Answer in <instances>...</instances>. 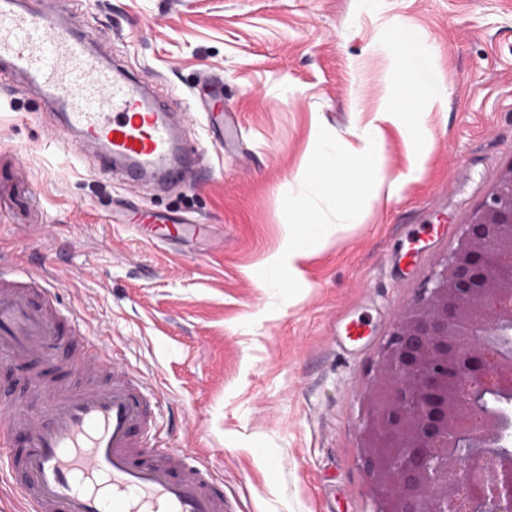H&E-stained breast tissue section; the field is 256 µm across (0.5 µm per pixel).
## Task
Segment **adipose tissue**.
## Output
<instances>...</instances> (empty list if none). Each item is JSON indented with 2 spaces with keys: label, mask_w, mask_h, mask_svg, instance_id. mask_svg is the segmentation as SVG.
<instances>
[{
  "label": "adipose tissue",
  "mask_w": 512,
  "mask_h": 512,
  "mask_svg": "<svg viewBox=\"0 0 512 512\" xmlns=\"http://www.w3.org/2000/svg\"><path fill=\"white\" fill-rule=\"evenodd\" d=\"M357 138L358 147L350 156H342L340 148L319 138L313 153L300 169L299 176L322 199L335 200L340 215L356 213L383 188L372 172L376 167L382 139L378 124L366 125ZM324 219L308 200L299 201L288 214V276L302 278L301 262L310 250V241L317 237Z\"/></svg>",
  "instance_id": "ef3b65f1"
}]
</instances>
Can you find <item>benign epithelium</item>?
<instances>
[{
	"label": "benign epithelium",
	"instance_id": "7a95c632",
	"mask_svg": "<svg viewBox=\"0 0 512 512\" xmlns=\"http://www.w3.org/2000/svg\"><path fill=\"white\" fill-rule=\"evenodd\" d=\"M367 404L373 512H512V166L393 325Z\"/></svg>",
	"mask_w": 512,
	"mask_h": 512
}]
</instances>
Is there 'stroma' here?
I'll use <instances>...</instances> for the list:
<instances>
[{
	"label": "stroma",
	"instance_id": "35a3bbf8",
	"mask_svg": "<svg viewBox=\"0 0 512 512\" xmlns=\"http://www.w3.org/2000/svg\"><path fill=\"white\" fill-rule=\"evenodd\" d=\"M113 58L183 97L213 79L239 131L187 117L202 178L158 195L76 161L43 100L0 89V248L47 264L160 400L157 440L224 483L225 512H373L360 423L379 352L460 224L512 164V0H71ZM422 49L401 52L397 27ZM410 74L424 128L383 122L392 198L281 266L288 204L317 136L357 146ZM425 156L416 159L417 142ZM178 211L211 232L153 245L107 216ZM54 226L44 238V226Z\"/></svg>",
	"mask_w": 512,
	"mask_h": 512
}]
</instances>
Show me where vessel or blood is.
<instances>
[{"mask_svg": "<svg viewBox=\"0 0 512 512\" xmlns=\"http://www.w3.org/2000/svg\"><path fill=\"white\" fill-rule=\"evenodd\" d=\"M21 76L49 107L69 150L99 172L173 192L195 183L184 113L128 73L102 39L70 18L66 0H0V77ZM157 241L176 214H149ZM42 266L22 268L0 249V365L29 366L24 395L0 384V471L13 476L22 512H224L220 481L184 452L152 446L153 394L114 360L103 336L62 312ZM62 362L70 381H46Z\"/></svg>", "mask_w": 512, "mask_h": 512, "instance_id": "1", "label": "vessel or blood"}]
</instances>
